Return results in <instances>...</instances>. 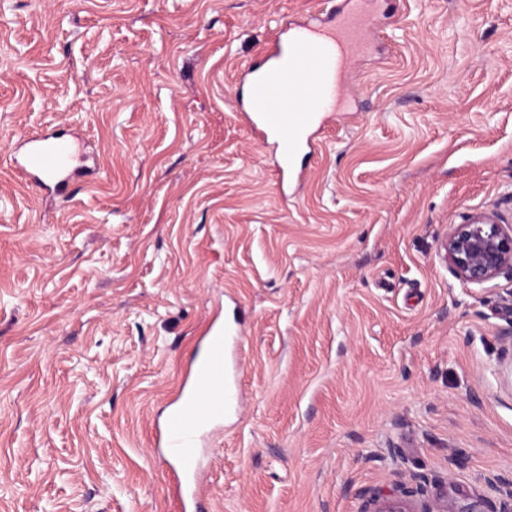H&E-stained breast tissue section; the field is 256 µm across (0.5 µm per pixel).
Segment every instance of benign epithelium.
I'll return each instance as SVG.
<instances>
[{
  "mask_svg": "<svg viewBox=\"0 0 512 512\" xmlns=\"http://www.w3.org/2000/svg\"><path fill=\"white\" fill-rule=\"evenodd\" d=\"M448 268L460 281L485 284L512 275V231L501 224H456L442 243ZM363 512H412L396 499L375 498Z\"/></svg>",
  "mask_w": 512,
  "mask_h": 512,
  "instance_id": "7a95c632",
  "label": "benign epithelium"
}]
</instances>
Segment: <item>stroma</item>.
Instances as JSON below:
<instances>
[{
    "mask_svg": "<svg viewBox=\"0 0 512 512\" xmlns=\"http://www.w3.org/2000/svg\"><path fill=\"white\" fill-rule=\"evenodd\" d=\"M325 0H0V512H182L155 432L214 317L242 331L209 512L498 504L512 277L456 279L466 209L512 223V0H378L352 106L280 186L248 67ZM86 141L56 193L4 160Z\"/></svg>",
    "mask_w": 512,
    "mask_h": 512,
    "instance_id": "obj_1",
    "label": "stroma"
}]
</instances>
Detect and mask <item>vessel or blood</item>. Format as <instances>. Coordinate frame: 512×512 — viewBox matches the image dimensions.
<instances>
[{
    "mask_svg": "<svg viewBox=\"0 0 512 512\" xmlns=\"http://www.w3.org/2000/svg\"><path fill=\"white\" fill-rule=\"evenodd\" d=\"M371 0H344L345 7L323 22L295 26L292 51L280 62L272 83L256 84L248 114L253 131L273 137L279 150L280 182L294 174L296 157L311 145L309 131L327 110L344 101L345 78L353 54L367 43ZM306 111H299V104ZM77 151L51 133L24 138L11 156L16 168L44 187L61 190L77 170ZM231 323L213 322L201 339L206 360L181 382L177 399L163 425V441L178 472L183 512H192L203 492L200 481L203 433L224 418L230 407L231 377L227 347L238 336Z\"/></svg>",
    "mask_w": 512,
    "mask_h": 512,
    "instance_id": "vessel-or-blood-1",
    "label": "vessel or blood"
}]
</instances>
